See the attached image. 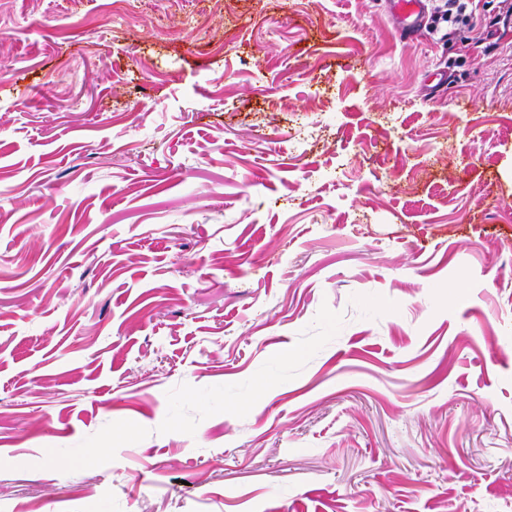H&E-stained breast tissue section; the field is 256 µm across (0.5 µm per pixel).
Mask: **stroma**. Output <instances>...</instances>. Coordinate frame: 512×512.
Here are the masks:
<instances>
[{"label":"stroma","mask_w":512,"mask_h":512,"mask_svg":"<svg viewBox=\"0 0 512 512\" xmlns=\"http://www.w3.org/2000/svg\"><path fill=\"white\" fill-rule=\"evenodd\" d=\"M498 10L0 0V512H512ZM393 17L397 20L400 34L406 40L417 36V23L425 10L424 0H391Z\"/></svg>","instance_id":"obj_1"}]
</instances>
